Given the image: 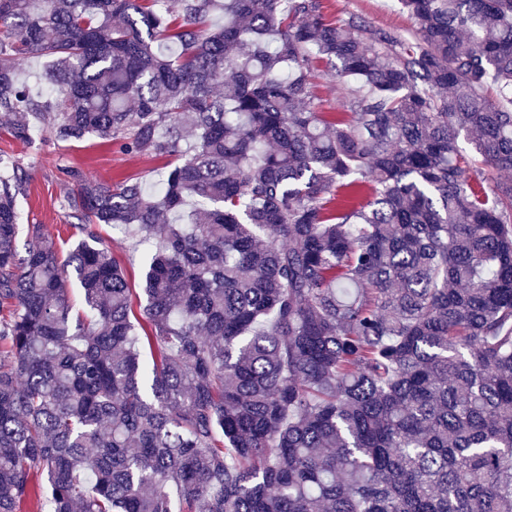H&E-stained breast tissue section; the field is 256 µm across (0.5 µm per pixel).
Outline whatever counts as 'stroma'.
Returning <instances> with one entry per match:
<instances>
[{
    "mask_svg": "<svg viewBox=\"0 0 512 512\" xmlns=\"http://www.w3.org/2000/svg\"><path fill=\"white\" fill-rule=\"evenodd\" d=\"M322 6L331 20L355 13L374 28L405 33L413 27L397 0H322ZM314 73L309 107L326 118H335L346 96L345 85L325 63H315ZM0 155L15 160L27 175L26 185L17 197L22 223L41 224L59 235L64 252L81 237L76 216L63 206L64 197L77 188V176L115 186L126 181H141L150 186L168 164L164 157L126 151L119 138L107 141L91 136L80 142L61 143L43 136L27 144L1 129ZM98 233L124 269L130 287L139 288L143 248L137 239L121 236L103 224L99 225Z\"/></svg>",
    "mask_w": 512,
    "mask_h": 512,
    "instance_id": "stroma-1",
    "label": "stroma"
}]
</instances>
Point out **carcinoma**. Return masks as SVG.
Listing matches in <instances>:
<instances>
[{
    "label": "carcinoma",
    "mask_w": 512,
    "mask_h": 512,
    "mask_svg": "<svg viewBox=\"0 0 512 512\" xmlns=\"http://www.w3.org/2000/svg\"><path fill=\"white\" fill-rule=\"evenodd\" d=\"M398 3L407 37L321 0H0L1 127L173 159L159 194L78 179L62 258L42 224L18 255L0 156V512H512V0ZM315 58L348 117L308 107ZM94 224L148 249L138 329Z\"/></svg>",
    "instance_id": "carcinoma-1"
}]
</instances>
